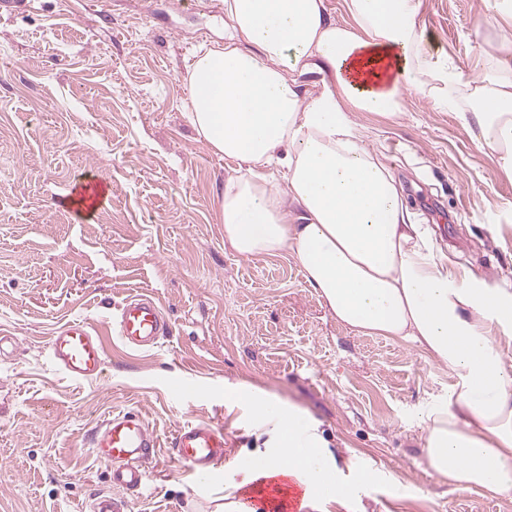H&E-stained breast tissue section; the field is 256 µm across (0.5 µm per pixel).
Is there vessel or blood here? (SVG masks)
<instances>
[{"label": "vessel or blood", "instance_id": "1", "mask_svg": "<svg viewBox=\"0 0 512 512\" xmlns=\"http://www.w3.org/2000/svg\"><path fill=\"white\" fill-rule=\"evenodd\" d=\"M106 194L102 182L82 185L74 207L81 217L91 216ZM115 328L123 344L133 349L157 347L168 333V325L158 304L150 297L135 295L120 308ZM49 349L56 367L77 380L98 378L105 366V342L91 326L80 320L62 325L50 338ZM174 453L183 469L207 475L224 460V432L203 421L187 423L172 440ZM157 442L148 425L131 413H114L99 425L92 444L95 456L110 469L113 486L126 491L141 490L146 482V463L156 456ZM300 492L287 496L263 494L255 500L258 512H298ZM86 512H129V503L111 492L95 494Z\"/></svg>", "mask_w": 512, "mask_h": 512}]
</instances>
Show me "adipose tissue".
I'll return each instance as SVG.
<instances>
[{"label":"adipose tissue","instance_id":"ef3b65f1","mask_svg":"<svg viewBox=\"0 0 512 512\" xmlns=\"http://www.w3.org/2000/svg\"><path fill=\"white\" fill-rule=\"evenodd\" d=\"M421 6L344 0L347 19L337 23L326 0H224L230 35L192 61L187 112L232 165L221 215L233 250L296 259L337 322L415 344L446 369L447 396L420 414L427 472L512 498V370L495 338L512 332V292L449 265L356 121L428 98L512 178V37L466 74L429 49ZM273 163L280 179L266 172ZM249 396L255 448L230 473L224 512H242L249 492L277 482H294L307 499L364 494V483L339 482L319 421L263 392Z\"/></svg>","mask_w":512,"mask_h":512}]
</instances>
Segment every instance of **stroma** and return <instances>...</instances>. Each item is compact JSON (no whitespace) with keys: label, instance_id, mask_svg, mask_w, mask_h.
I'll return each instance as SVG.
<instances>
[{"label":"stroma","instance_id":"obj_1","mask_svg":"<svg viewBox=\"0 0 512 512\" xmlns=\"http://www.w3.org/2000/svg\"><path fill=\"white\" fill-rule=\"evenodd\" d=\"M492 21L486 0H422L419 16L465 69L491 51ZM224 35L223 0H29L0 14V330L13 338L0 349V512H83L97 492L124 495L90 447L122 411L159 442L130 512H220L256 424L244 385L317 419L342 481L369 474L367 497L314 512H512L424 468L418 417L447 393V370L342 326L294 258H245L225 241L229 170L185 110L193 55ZM357 121L451 267L512 289V180L493 155L420 97L398 118ZM89 177L108 196L80 222L59 201ZM134 294L172 326L149 351L114 331ZM74 318L105 335L98 379L52 363L49 340ZM196 420L224 431V460L203 480L171 448Z\"/></svg>","mask_w":512,"mask_h":512}]
</instances>
